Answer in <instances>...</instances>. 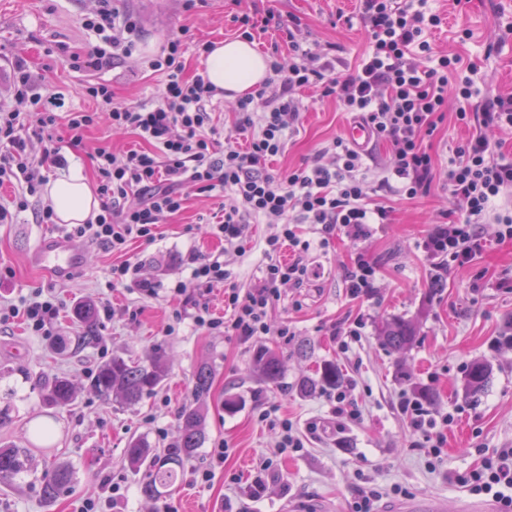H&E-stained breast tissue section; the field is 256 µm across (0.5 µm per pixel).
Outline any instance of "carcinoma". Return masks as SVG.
Wrapping results in <instances>:
<instances>
[{
  "label": "carcinoma",
  "instance_id": "cac0c4a2",
  "mask_svg": "<svg viewBox=\"0 0 512 512\" xmlns=\"http://www.w3.org/2000/svg\"><path fill=\"white\" fill-rule=\"evenodd\" d=\"M94 314L93 305L83 303L74 310L76 319L84 324V329L77 336H65L59 343V349H83L96 342L97 336L90 325ZM384 344L394 350H401L412 344L416 337V328L410 321L392 319L383 327ZM256 368L264 381L277 384L282 373L279 356L269 350L260 351L256 357ZM166 376L164 356L155 354L149 362H142L131 356L114 355L112 359L94 374L91 380L96 392L108 400L133 405L144 396L156 391ZM340 380L336 365H324L318 379H306L302 387L312 389H334ZM466 380L471 395H478L488 381V369L482 363H474L466 370ZM212 386V370L208 365L200 366L194 377L193 393L196 399L206 397ZM49 406L63 407L74 402L75 389L66 377H56L48 383L43 396ZM205 438L203 415L194 406H186L180 414V435L162 450L156 452L149 442L142 437L130 439L127 457L134 468L143 470L141 492L148 498H159L175 491L181 471L187 461L201 447ZM32 452L29 448L3 446L0 448V483H14L29 475L31 471ZM74 480L71 467L59 463L51 474L41 481V492L47 499L56 496L58 490Z\"/></svg>",
  "mask_w": 512,
  "mask_h": 512
}]
</instances>
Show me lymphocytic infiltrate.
Instances as JSON below:
<instances>
[{"mask_svg": "<svg viewBox=\"0 0 512 512\" xmlns=\"http://www.w3.org/2000/svg\"><path fill=\"white\" fill-rule=\"evenodd\" d=\"M98 2L94 15L83 20L97 43L87 55L70 54L72 70L114 69L133 56L141 41L137 14L111 0ZM359 16L369 42L352 68L338 67L336 45L317 51L299 38V18L278 20L288 61L271 58V77L238 98L233 128L222 139L204 133L212 122L217 88L202 75L185 74L187 50L202 56L211 49L209 43L194 42L189 29L148 59L152 71L164 74L165 84L155 100L133 106H112L109 85L97 83L86 88L96 109L64 111L62 94L42 92L27 62L17 60L10 87L17 107L0 109V186L17 183L22 192L0 205V223L28 209L30 197L47 184L50 169L67 166L60 142L83 148L88 129L107 116L113 130L134 133L147 147L122 158L106 148L95 149L90 159L104 202L93 218L73 225L68 238L95 242L115 253L124 252L132 239L153 241L164 215L181 210L188 189L223 195L213 228L227 247L242 239L245 217L278 225V233L266 240L267 263L252 288L231 285L232 274L218 253L191 257L189 279L175 281L169 289L181 296L191 288L208 294L223 287L228 319L214 317L202 302L193 321L198 328L248 341L269 334L267 310L279 298L280 284L300 286L309 278L305 255L310 244L300 238L299 225H319L327 239L340 233L357 240L370 225L392 221V207L376 201L375 193L413 200L430 192L435 159L429 142L453 97L459 103L456 120L469 134L452 149L445 181L452 206L428 237L427 252L448 264L466 265L483 250L482 226L490 221L498 226V241H512V206L505 204L512 196V158L487 136L492 129L512 131V95L481 92L479 62L436 52L432 34L445 17L432 10L429 0H360ZM301 88L335 100L368 125L374 139L388 144V161L377 184L361 175V150L340 137L321 150L328 163L316 159L285 171L269 169V161L283 151L287 135L301 122L304 106L296 96ZM29 106L42 110L37 125L27 122ZM34 139L43 145L37 157L28 150ZM286 246L294 252L288 262L279 258ZM59 308L54 294L39 292L22 304H5L0 314L24 315L33 333L50 339ZM459 481L473 494L491 496L501 512H512V448L482 457Z\"/></svg>", "mask_w": 512, "mask_h": 512, "instance_id": "obj_1", "label": "lymphocytic infiltrate"}]
</instances>
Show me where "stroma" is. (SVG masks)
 <instances>
[{
    "label": "stroma",
    "instance_id": "obj_1",
    "mask_svg": "<svg viewBox=\"0 0 512 512\" xmlns=\"http://www.w3.org/2000/svg\"><path fill=\"white\" fill-rule=\"evenodd\" d=\"M143 21L138 57L109 71L70 70L61 51L86 52L95 41L82 21L97 0H0V103L13 65L25 59L38 72L45 88L60 89L69 110L93 108L85 94L88 85L105 83L114 92L112 106L124 107L150 100L163 87V75L148 70L143 57L158 54L165 41L190 27L197 40L209 42L237 35L234 21L239 8L232 0H204L193 12H184L181 0H124ZM431 8L447 22L435 32L433 43L444 54L459 53L482 62L486 90L512 93V35L501 29L502 18H512V0H431ZM260 12L297 16L303 38L341 46L347 63H357L367 47V32L357 21L356 0H259ZM352 17V25H336L337 14ZM473 36L459 44L458 27ZM497 43L494 54L486 47ZM305 112L299 129L287 137L274 168L300 166L313 160L320 147L344 135L349 121L335 101L301 94ZM468 134L446 112L433 140L437 159L429 194L394 201L393 220L375 224L357 243L332 239L321 247L316 226L302 225L311 248L307 260L312 275L303 286L283 285L268 311L269 335L243 342L195 326L189 313L194 295L173 298L169 281L187 278L189 255L224 253L232 281L252 287L266 264L265 239L272 224H248L244 251H228L207 220L219 205L208 193L187 190L182 210L163 217L156 239L147 244L131 240L124 253L143 266L158 287L149 297L137 289L108 287L115 254L96 243H86L82 266L68 278L57 279L31 266L29 255L48 235H61L57 224L35 223L31 212L0 224V301L15 303L37 290H53L62 300L60 333L72 336L81 326L74 317L78 304L110 300L114 316L97 313L94 345L78 351L57 352L55 342L34 335L16 318L0 324V409L8 421L0 424V445L33 448V483L0 485V512H71L73 502L97 498L101 483L113 479L120 497L112 512H350L357 490L374 489L381 497L377 512L425 496H437L444 512H456L460 500L470 498L458 477L474 468L481 452L512 448V348L493 349L491 343L512 328V242H495L496 227L484 225L488 247L464 267L438 268L424 242L448 209L442 189L454 144ZM376 264L378 275L370 295L351 298L345 287V268L355 250ZM364 326L360 339L340 349L339 328L355 319ZM394 318L412 321L414 343L393 351L382 344L381 328ZM287 336H279V329ZM265 348L276 350L283 362L281 383L266 385L254 362ZM161 351L168 357L167 377L161 388L138 404L121 405L95 393L87 378L114 355L148 359ZM485 363L490 378L476 398L466 397L465 371L473 362ZM331 362L343 374L341 390L357 402L359 422L333 413L328 394L301 393L303 378L315 376ZM215 373L210 394L195 400L193 381L200 364ZM65 376L76 387L73 404L46 406L38 382ZM428 394L424 406L436 416L452 414L447 442L438 455L421 448L398 409L401 397ZM234 399V408L224 406ZM199 404L204 415L205 440L186 463L177 490L157 500L146 498L137 474L125 458L130 438L143 437L163 448L179 435L183 407ZM276 407L278 417L303 432L304 448H277L279 429L260 413ZM48 426L54 438L48 449H37L34 430ZM226 443V459L207 483L193 471L207 466L209 451ZM65 462L75 472L68 489L53 501L44 500L37 481Z\"/></svg>",
    "mask_w": 512,
    "mask_h": 512
}]
</instances>
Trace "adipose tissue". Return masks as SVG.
<instances>
[{"label":"adipose tissue","mask_w":512,"mask_h":512,"mask_svg":"<svg viewBox=\"0 0 512 512\" xmlns=\"http://www.w3.org/2000/svg\"><path fill=\"white\" fill-rule=\"evenodd\" d=\"M268 72L267 59L254 44L235 38L214 42L202 74L231 100L261 83ZM47 190L57 217L64 223H85L98 211V201L80 174L48 183Z\"/></svg>","instance_id":"ef3b65f1"}]
</instances>
